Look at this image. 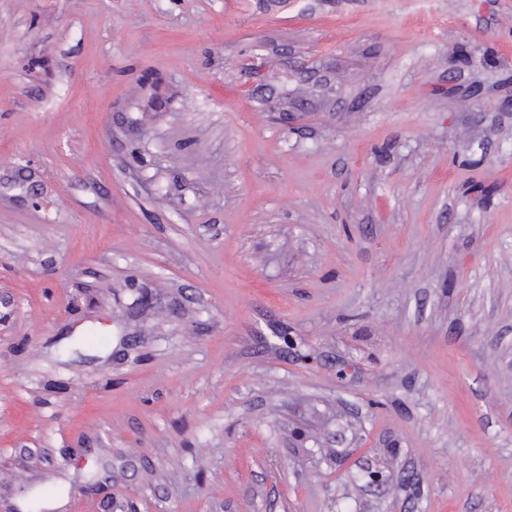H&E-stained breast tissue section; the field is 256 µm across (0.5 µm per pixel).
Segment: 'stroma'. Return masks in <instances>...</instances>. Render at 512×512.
<instances>
[{"instance_id": "1", "label": "stroma", "mask_w": 512, "mask_h": 512, "mask_svg": "<svg viewBox=\"0 0 512 512\" xmlns=\"http://www.w3.org/2000/svg\"><path fill=\"white\" fill-rule=\"evenodd\" d=\"M31 490L512 512V0H0V512Z\"/></svg>"}]
</instances>
